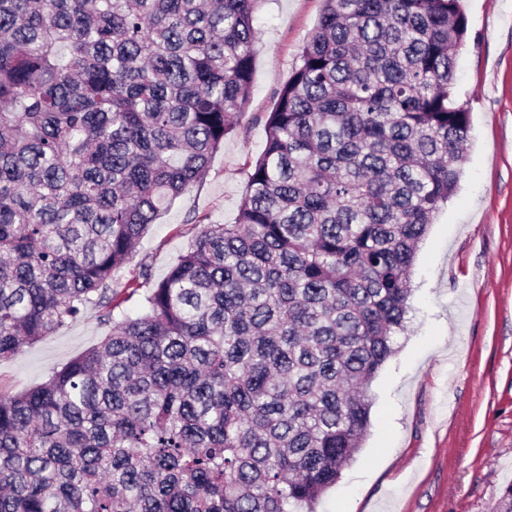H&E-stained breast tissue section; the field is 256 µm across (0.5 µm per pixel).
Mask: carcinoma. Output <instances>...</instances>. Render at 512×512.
I'll return each mask as SVG.
<instances>
[{
	"label": "carcinoma",
	"instance_id": "1",
	"mask_svg": "<svg viewBox=\"0 0 512 512\" xmlns=\"http://www.w3.org/2000/svg\"><path fill=\"white\" fill-rule=\"evenodd\" d=\"M261 2L0 0V360L109 327L0 394V512H317L360 448L461 175L460 0H323L236 221L114 279L247 112ZM107 331L99 324L96 311L90 309L54 336L25 347L12 359L0 361V394L20 393L44 382L54 368H61L92 347Z\"/></svg>",
	"mask_w": 512,
	"mask_h": 512
}]
</instances>
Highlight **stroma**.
Wrapping results in <instances>:
<instances>
[{
	"mask_svg": "<svg viewBox=\"0 0 512 512\" xmlns=\"http://www.w3.org/2000/svg\"><path fill=\"white\" fill-rule=\"evenodd\" d=\"M468 34L456 92L470 138L456 192L430 225L412 269L409 335L371 384V426L319 512H489L512 483V0H461ZM323 0H265L249 108L206 180L177 198L136 245L162 278L194 223L230 224L246 172L265 146L278 89L299 63ZM106 332L95 310L0 361V394L44 382Z\"/></svg>",
	"mask_w": 512,
	"mask_h": 512,
	"instance_id": "1",
	"label": "stroma"
}]
</instances>
